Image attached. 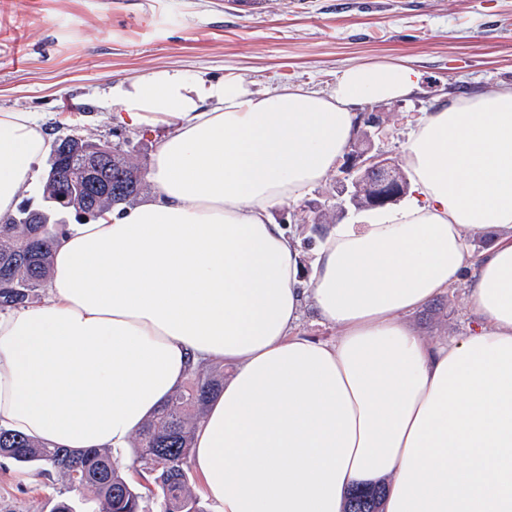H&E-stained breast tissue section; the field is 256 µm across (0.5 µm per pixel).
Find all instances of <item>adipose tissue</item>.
<instances>
[{"label": "adipose tissue", "instance_id": "adipose-tissue-1", "mask_svg": "<svg viewBox=\"0 0 512 512\" xmlns=\"http://www.w3.org/2000/svg\"><path fill=\"white\" fill-rule=\"evenodd\" d=\"M418 87L401 58L327 92L175 69L112 84L123 122L166 131L155 196L63 225L48 298L0 313V427L118 451L191 365L222 362L192 455L216 512H344L377 481L382 512H512V86L424 113L409 199L330 225L310 264L271 218L335 170L356 105ZM49 150L34 113H0L1 221ZM460 283L474 332L429 344L408 315ZM308 313L335 340L307 337Z\"/></svg>", "mask_w": 512, "mask_h": 512}]
</instances>
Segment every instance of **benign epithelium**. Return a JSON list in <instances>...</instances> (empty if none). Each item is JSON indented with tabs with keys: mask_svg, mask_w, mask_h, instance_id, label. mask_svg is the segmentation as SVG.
<instances>
[{
	"mask_svg": "<svg viewBox=\"0 0 512 512\" xmlns=\"http://www.w3.org/2000/svg\"><path fill=\"white\" fill-rule=\"evenodd\" d=\"M383 123L378 110L371 109L360 113L357 135L361 139L372 140L381 134ZM370 179L374 187L369 198L368 207H379L399 201L407 192L408 187L400 179L399 164L382 153L371 155L367 152L348 151L346 161L341 166L339 181L343 187L340 194L338 211L345 215L348 212V191L351 184Z\"/></svg>",
	"mask_w": 512,
	"mask_h": 512,
	"instance_id": "1",
	"label": "benign epithelium"
}]
</instances>
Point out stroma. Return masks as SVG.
<instances>
[{"label":"stroma","mask_w":512,"mask_h":512,"mask_svg":"<svg viewBox=\"0 0 512 512\" xmlns=\"http://www.w3.org/2000/svg\"><path fill=\"white\" fill-rule=\"evenodd\" d=\"M404 56L421 74L407 100L379 103L374 150L400 159L409 125L439 102L512 84V0H0V112L36 113L50 141L118 144L149 167L160 132L128 127L105 96L159 69L241 76L252 89L326 91L349 64ZM426 340L469 333L464 286L409 315ZM90 487L0 457V512H84Z\"/></svg>","instance_id":"35a3bbf8"}]
</instances>
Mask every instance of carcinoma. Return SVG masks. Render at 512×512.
Instances as JSON below:
<instances>
[{
  "instance_id": "carcinoma-1",
  "label": "carcinoma",
  "mask_w": 512,
  "mask_h": 512,
  "mask_svg": "<svg viewBox=\"0 0 512 512\" xmlns=\"http://www.w3.org/2000/svg\"><path fill=\"white\" fill-rule=\"evenodd\" d=\"M109 163L107 182L94 187L86 178L84 157L76 150L53 158L58 178L46 184V199L55 208H72L91 217L116 206H132L146 187L145 173L128 151L97 144ZM56 234L42 211L21 209L0 224V310L22 306L38 297L48 274ZM224 386V373L198 364L191 385L169 397L137 433L136 462L154 476L158 512H206L188 487L187 458L194 430L210 399ZM0 456L21 467L63 473L74 485L89 486L101 505L98 512H146L144 497L117 467L109 452L90 448H50L0 428ZM384 487L350 493L347 512H378Z\"/></svg>"
}]
</instances>
